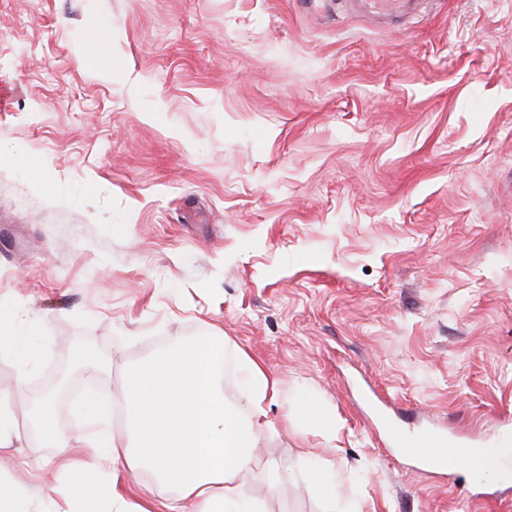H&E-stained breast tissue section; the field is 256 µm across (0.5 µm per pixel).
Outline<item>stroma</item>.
<instances>
[{
	"label": "stroma",
	"mask_w": 512,
	"mask_h": 512,
	"mask_svg": "<svg viewBox=\"0 0 512 512\" xmlns=\"http://www.w3.org/2000/svg\"><path fill=\"white\" fill-rule=\"evenodd\" d=\"M0 86V309L43 337L23 379L0 351V468L34 512L87 455L85 385L203 336L228 402L237 352L278 380L244 475L269 512H327L315 457L352 512H512L387 454L359 393L488 448L512 429V0L397 26L334 0H0ZM77 339L102 360L54 404L63 451L32 416ZM306 473L308 480L321 498L334 506L333 511L327 512H335L336 503L340 502L345 496L342 486L336 481V477L326 470L319 460H310Z\"/></svg>",
	"instance_id": "1"
}]
</instances>
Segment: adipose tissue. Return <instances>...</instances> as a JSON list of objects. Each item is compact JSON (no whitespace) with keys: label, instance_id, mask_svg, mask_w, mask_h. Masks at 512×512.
<instances>
[{"label":"adipose tissue","instance_id":"1","mask_svg":"<svg viewBox=\"0 0 512 512\" xmlns=\"http://www.w3.org/2000/svg\"><path fill=\"white\" fill-rule=\"evenodd\" d=\"M223 360L221 337L205 336L171 344L127 370L116 392L129 428L119 436L106 424L111 403L87 389L77 409L91 430L89 449L73 464L65 500L78 508L104 502L110 512H150L106 479L102 466L108 463L148 493L173 494L176 505L168 512H267L241 475L255 459L268 424L264 403L277 395V381L241 355L246 404H231L219 380Z\"/></svg>","mask_w":512,"mask_h":512}]
</instances>
